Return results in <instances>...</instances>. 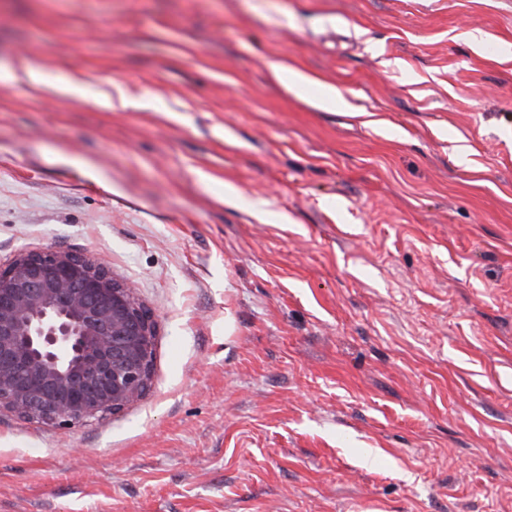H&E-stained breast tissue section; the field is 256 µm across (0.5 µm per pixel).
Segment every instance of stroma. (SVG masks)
Returning <instances> with one entry per match:
<instances>
[{"label": "stroma", "instance_id": "35a3bbf8", "mask_svg": "<svg viewBox=\"0 0 512 512\" xmlns=\"http://www.w3.org/2000/svg\"><path fill=\"white\" fill-rule=\"evenodd\" d=\"M45 247L153 384L0 413V512H512V0H0V261Z\"/></svg>", "mask_w": 512, "mask_h": 512}]
</instances>
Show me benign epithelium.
I'll use <instances>...</instances> for the list:
<instances>
[{
  "instance_id": "1",
  "label": "benign epithelium",
  "mask_w": 512,
  "mask_h": 512,
  "mask_svg": "<svg viewBox=\"0 0 512 512\" xmlns=\"http://www.w3.org/2000/svg\"><path fill=\"white\" fill-rule=\"evenodd\" d=\"M157 322L106 261L47 247L0 262V411L62 431L137 404Z\"/></svg>"
}]
</instances>
